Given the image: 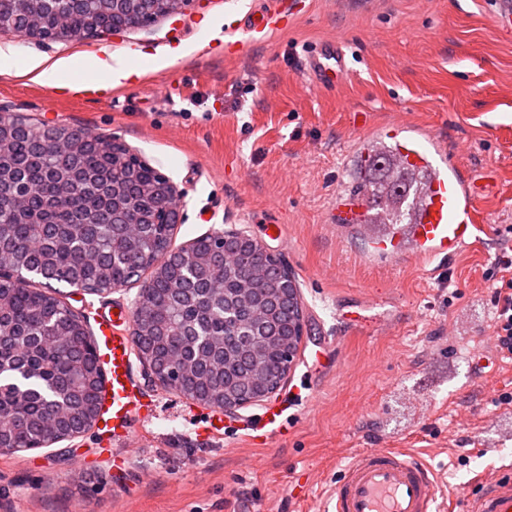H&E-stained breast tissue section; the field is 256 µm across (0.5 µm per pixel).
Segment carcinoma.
<instances>
[{
  "label": "carcinoma",
  "mask_w": 512,
  "mask_h": 512,
  "mask_svg": "<svg viewBox=\"0 0 512 512\" xmlns=\"http://www.w3.org/2000/svg\"><path fill=\"white\" fill-rule=\"evenodd\" d=\"M112 0H0V32L65 41L112 30ZM0 448L56 443L91 430L100 415L103 370L82 317L35 277L110 292L147 275L133 343L146 364L178 357L180 394L237 408L266 397L297 354L304 312L283 261L242 232L200 236L174 250L165 218L169 180L112 140L77 136L60 150L35 123L0 112ZM390 147L371 145L356 190L407 224L422 182L394 173ZM72 414L58 419L55 392Z\"/></svg>",
  "instance_id": "1"
}]
</instances>
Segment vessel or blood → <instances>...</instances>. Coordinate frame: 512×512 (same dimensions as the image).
Wrapping results in <instances>:
<instances>
[{"label":"vessel or blood","mask_w":512,"mask_h":512,"mask_svg":"<svg viewBox=\"0 0 512 512\" xmlns=\"http://www.w3.org/2000/svg\"><path fill=\"white\" fill-rule=\"evenodd\" d=\"M288 11L286 0H269L264 10L248 11L231 31L236 45L281 29L288 22ZM305 69L314 83L334 88L336 80L348 73V49L326 41L308 56ZM395 128L404 137L394 143L393 160L399 169L416 171L424 187L412 223L396 230L385 225L380 213L374 216L376 224H369L372 216L365 202L345 195L330 221L341 227L355 225L382 257L393 261L454 256L469 247L475 235L479 188L470 172L448 160L445 143L425 126L399 122ZM122 323L119 317L104 318L99 336L112 393L109 420L116 445L136 436L145 406L133 377V341ZM286 410L285 404H275L251 425L259 442L281 431ZM441 496L436 475L415 454L396 448L363 449L344 465L329 512H441ZM468 512H512V476L488 483Z\"/></svg>","instance_id":"vessel-or-blood-1"}]
</instances>
